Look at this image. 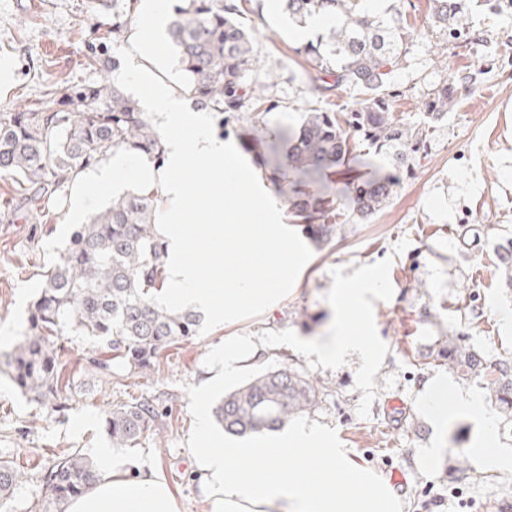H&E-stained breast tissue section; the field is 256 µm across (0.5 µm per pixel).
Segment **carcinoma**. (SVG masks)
Instances as JSON below:
<instances>
[{"instance_id":"1","label":"carcinoma","mask_w":512,"mask_h":512,"mask_svg":"<svg viewBox=\"0 0 512 512\" xmlns=\"http://www.w3.org/2000/svg\"><path fill=\"white\" fill-rule=\"evenodd\" d=\"M135 2L125 0V10L112 15V35L126 29ZM385 2L386 7L371 10L368 0H280L282 11L299 26L312 18L334 21L316 42L299 48L315 71L313 91L323 96L350 86L362 95L359 107L348 112L307 109L298 125L282 133L290 142L294 178L323 188L316 199L289 203L293 223L318 247L336 237V218L365 221L392 198L397 186L392 176L363 180L359 168L378 158L406 172L411 154L425 145L427 129L448 117L457 93L471 89L472 75L457 72L430 86L420 120L409 121L390 110L391 100L401 93L395 73L417 52L439 54L440 44L429 38L430 32L458 39L470 30L465 0H428V9L412 22L405 0ZM236 11L226 0H181L168 24L193 99L224 114L226 122L264 102L262 84L251 79L260 61ZM87 63L102 73L101 79L64 89L54 107L0 113V172L16 179L32 221L43 203L61 205L73 174L94 168L118 149L162 158L152 121L109 79V69L118 62L90 54ZM353 137L368 148L358 161L351 155ZM245 138L260 156L259 165L277 171L279 141L266 136L263 116L255 118ZM158 202L154 193L130 191L73 230L63 256L43 275L29 306L26 333L0 363V372L8 373L23 395L53 412L69 409L72 384L57 355L64 336L99 340L84 357V370L110 384L112 358L147 373L166 348L198 334L200 315L193 309L170 313L149 300L129 299L137 290L153 295L165 284L164 244L155 224ZM498 253L504 284L511 289L512 239ZM429 356L463 379L485 381L489 400L512 423V361L492 363L451 335L437 340ZM320 399L312 378L285 366L224 395L214 416L225 432L244 436L279 430L291 418L314 410ZM162 418L154 400L136 399L112 407L105 430L113 445L126 447L164 429ZM26 480L13 463L0 460V507ZM97 480L93 461L71 452L42 476L36 508L64 512L72 498Z\"/></svg>"}]
</instances>
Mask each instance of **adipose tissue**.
I'll list each match as a JSON object with an SVG mask.
<instances>
[{"instance_id": "adipose-tissue-1", "label": "adipose tissue", "mask_w": 512, "mask_h": 512, "mask_svg": "<svg viewBox=\"0 0 512 512\" xmlns=\"http://www.w3.org/2000/svg\"><path fill=\"white\" fill-rule=\"evenodd\" d=\"M363 291H338L335 327L317 344L314 354L333 364L346 353L367 348L355 336L348 312L360 303ZM266 345L245 336L225 337L209 354L210 372L194 391L193 412L205 446L192 449L191 463L199 479L206 512H399V500L390 487L336 445L332 430L295 426L272 439L251 442L229 440L212 431L210 405L214 390L238 377L265 357ZM423 406L437 425L448 422L449 410L478 409L484 435L477 447L481 463L491 471L512 469V453L495 446V417L479 408L474 394L435 385ZM292 465H285V458ZM99 481L89 492L72 498L67 512H181V504L167 478L159 471L128 469L111 449L96 451Z\"/></svg>"}]
</instances>
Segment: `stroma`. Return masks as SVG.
Here are the masks:
<instances>
[{
    "label": "stroma",
    "instance_id": "obj_1",
    "mask_svg": "<svg viewBox=\"0 0 512 512\" xmlns=\"http://www.w3.org/2000/svg\"><path fill=\"white\" fill-rule=\"evenodd\" d=\"M266 2L258 15L253 0H235L237 20L253 33L262 74L274 77L264 91L268 134L296 125L304 105L349 111L358 101L354 89L322 98L312 93L313 69L296 52L302 43L296 26L277 0ZM470 7L480 43L462 46L435 34L445 53L437 59L416 55L397 72L403 95L391 109L417 120L429 85L448 71L474 70L473 88L430 131L390 203L369 221L344 224L325 249L314 251L283 301L258 317L172 345L148 374L113 362L108 385L83 369L92 340L69 337L60 359L75 396L60 414L29 401L0 373V460L28 475L9 512H35L44 471L66 453L89 455L108 445L106 413L140 397L156 400L171 415L160 434L119 448V455L159 469L177 491L182 512H203L190 467V452L201 440L192 396L208 370L209 350L228 335L271 344L250 375L291 365L318 381L321 402L302 422L335 431L338 447L379 475L400 471L393 489L404 512H499L512 504V472L487 470L469 455L483 437L479 416L455 414L439 430L421 407L435 380L454 378L428 356L439 337L460 334L486 359L512 360V321L502 318L512 314V290L496 258L498 244L512 238V13H496L485 0H470ZM131 38L128 30L113 37L111 9L89 12L86 0H0V60L14 67L11 82L0 85V112L47 108L65 88L98 81L86 55L116 57ZM43 211L39 224L25 222L18 210L0 220V329L11 331L0 339V350L27 329L28 305L49 267L43 245L70 208L48 203ZM363 284L369 291L353 330L371 343L373 366L356 354L322 365L310 346L327 333L337 290ZM306 313L315 318L307 327ZM432 448L441 456L429 459ZM460 451L469 455L468 472L453 480L449 472Z\"/></svg>",
    "mask_w": 512,
    "mask_h": 512
}]
</instances>
